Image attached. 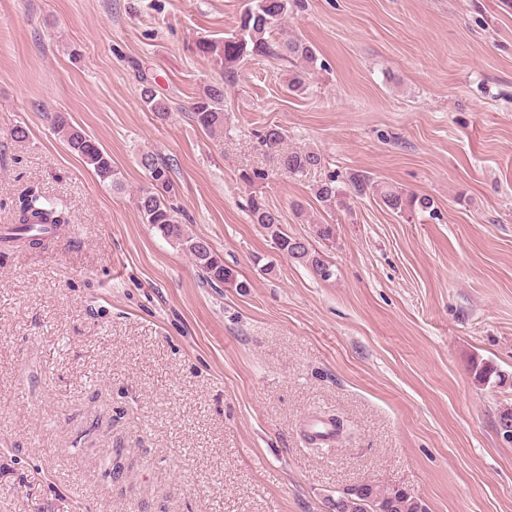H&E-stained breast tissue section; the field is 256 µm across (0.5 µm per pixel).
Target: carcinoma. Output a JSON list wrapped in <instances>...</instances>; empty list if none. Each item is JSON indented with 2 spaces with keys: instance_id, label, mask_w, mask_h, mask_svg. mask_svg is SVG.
Returning a JSON list of instances; mask_svg holds the SVG:
<instances>
[{
  "instance_id": "1",
  "label": "carcinoma",
  "mask_w": 512,
  "mask_h": 512,
  "mask_svg": "<svg viewBox=\"0 0 512 512\" xmlns=\"http://www.w3.org/2000/svg\"><path fill=\"white\" fill-rule=\"evenodd\" d=\"M301 0H248L233 33L220 40L202 38L198 52L211 59L220 68V79L203 87L189 107L190 117L203 131L212 136L224 134V85L232 84L238 77V66L247 58L259 56L288 60L294 70L288 76L287 89L299 95L308 90L309 79L318 68V56L313 46L297 36H290L284 28L288 12L299 6ZM140 97L146 108L160 120L170 117L171 108L158 97L153 83L144 73L138 74ZM50 124L61 135L70 152L76 155L102 180L112 187L123 185L122 174L112 166V157L94 139L74 126L62 112L47 114ZM260 146L274 151L285 138V131L278 126H268L255 132ZM280 166L289 175L305 177L324 164L321 153L315 150L293 151L279 158ZM140 165L153 178L151 189L138 197V209L143 222L152 225L164 238L175 242L188 253L203 283L216 286L228 284L247 288L249 283L238 278L232 267L224 264V258L212 244L199 237L185 234L180 209L174 205L175 187L171 178V166L153 153H144ZM268 174L253 170L241 174V180L249 193L246 208L250 220L259 224L274 238L276 248L288 258L306 267L316 278L329 280L334 275V264L328 261L305 238H292L282 232L277 212L267 205L257 185ZM351 188L359 195L374 193L381 202L397 215H413L427 212L433 202L426 196L407 193L398 188L385 187L367 176L355 174L349 179ZM342 190L336 185V177L317 182L315 196L328 208L341 202ZM69 223L67 212L39 194L30 192L19 202L10 240L37 248L45 245L44 225L59 226ZM475 378L486 382L492 378L505 382L506 375L492 365L477 363L473 366ZM329 508L332 512H427L424 501L399 486H380L363 482L336 492Z\"/></svg>"
}]
</instances>
